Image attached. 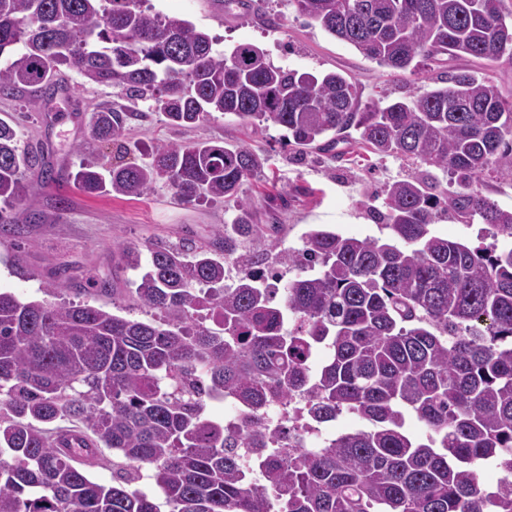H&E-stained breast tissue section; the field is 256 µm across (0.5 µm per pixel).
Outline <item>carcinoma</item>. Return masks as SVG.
I'll return each instance as SVG.
<instances>
[{
  "mask_svg": "<svg viewBox=\"0 0 512 512\" xmlns=\"http://www.w3.org/2000/svg\"><path fill=\"white\" fill-rule=\"evenodd\" d=\"M144 0H0V92L29 108L73 70L81 85L119 86L170 125L193 128L218 112L246 127L273 122L300 153L357 133L381 155L431 174L385 188L388 241L313 228L277 262L299 271L267 288L245 240L278 226L250 223L243 186L267 158L243 144L154 143L150 160L74 174L86 194L144 197L164 184L178 201L234 200L224 241L115 243L132 297L148 319L89 300L60 304L0 291V512H512V209L483 195L490 167L512 175V96L462 68L409 99L362 104L339 73L276 67L242 43L226 51L192 22L151 13ZM295 11L380 66L415 72L463 55L512 60L504 0H289ZM136 112L92 114L98 146L122 138ZM40 156L0 118V225ZM449 212L478 218L504 239L471 248L436 234ZM238 271L228 280L227 264ZM66 287V269L44 292ZM283 290L282 300L275 293ZM232 399L248 418L236 436L205 414ZM301 399L319 423L347 411L367 422L326 448L281 440L259 411ZM413 414L430 431L405 430ZM112 450V485L88 469ZM260 452V481L238 449ZM495 459L506 475L480 481ZM158 502L133 488L142 467Z\"/></svg>",
  "mask_w": 512,
  "mask_h": 512,
  "instance_id": "cac0c4a2",
  "label": "carcinoma"
}]
</instances>
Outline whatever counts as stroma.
Wrapping results in <instances>:
<instances>
[{"mask_svg": "<svg viewBox=\"0 0 512 512\" xmlns=\"http://www.w3.org/2000/svg\"><path fill=\"white\" fill-rule=\"evenodd\" d=\"M147 7L153 13L184 17L216 37L221 48L252 43L263 48L274 65L315 75L342 73L358 85L366 104L422 92L433 87L439 73L430 62L413 73L379 66L352 45L308 24L288 0H268L262 13L228 11L214 0H148ZM26 99L23 92L0 94V117L16 121L21 146L43 154L57 180L47 184L39 168L26 171V193L15 208L22 233L16 240L0 235L1 290L23 299L41 298V280L64 266L70 283L56 295V302L85 300L82 287L92 274L122 291L129 286V274L122 269L115 242L176 244L192 239L207 244L237 214L233 201L179 203L163 184L141 198L83 193L73 185L83 159L77 147L90 140L89 120L95 109L128 107L124 91L103 86L77 89L69 100L53 99L38 112L28 108ZM284 133L271 122L255 130L220 114L183 129L166 124L152 111L146 119L126 124L122 142L128 152L123 157L146 162L149 146L157 141L243 144L268 159L263 181L247 185L245 197L253 223L278 225L281 247L300 249L305 232L317 225L349 236L389 240L391 232L378 218L384 209V185L414 175L415 167L398 157L373 154L354 139L340 142L332 155L302 156L286 144ZM62 198L67 201L63 207L58 204ZM35 213L41 215V223H30ZM434 230L471 247L503 243L478 220L462 224L447 217Z\"/></svg>", "mask_w": 512, "mask_h": 512, "instance_id": "1", "label": "stroma"}]
</instances>
